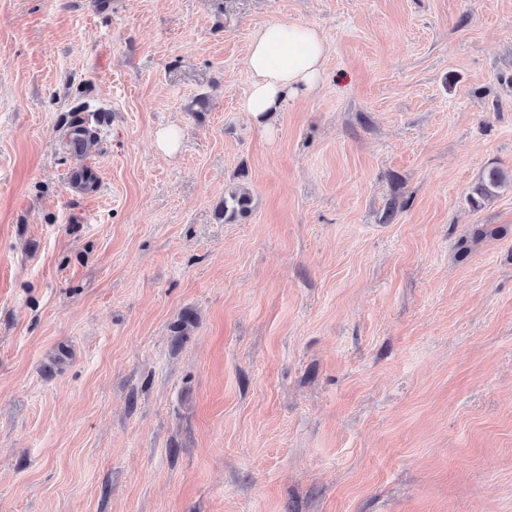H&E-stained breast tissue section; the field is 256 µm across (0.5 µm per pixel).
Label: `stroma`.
<instances>
[{
	"instance_id": "obj_1",
	"label": "stroma",
	"mask_w": 512,
	"mask_h": 512,
	"mask_svg": "<svg viewBox=\"0 0 512 512\" xmlns=\"http://www.w3.org/2000/svg\"><path fill=\"white\" fill-rule=\"evenodd\" d=\"M271 22L329 52L262 125ZM493 167L512 0H0V512H512ZM512 189V173L499 168H491L483 173L475 183L470 201L472 205L479 206L481 202L496 196L500 191ZM252 197L247 191H232L224 198L221 210L224 222H231L239 216L247 215L251 210Z\"/></svg>"
}]
</instances>
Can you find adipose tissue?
Listing matches in <instances>:
<instances>
[{
    "instance_id": "obj_1",
    "label": "adipose tissue",
    "mask_w": 512,
    "mask_h": 512,
    "mask_svg": "<svg viewBox=\"0 0 512 512\" xmlns=\"http://www.w3.org/2000/svg\"><path fill=\"white\" fill-rule=\"evenodd\" d=\"M328 52L324 35L313 26L274 22L261 27L249 49L252 83L242 111L261 123L287 99L315 92Z\"/></svg>"
}]
</instances>
